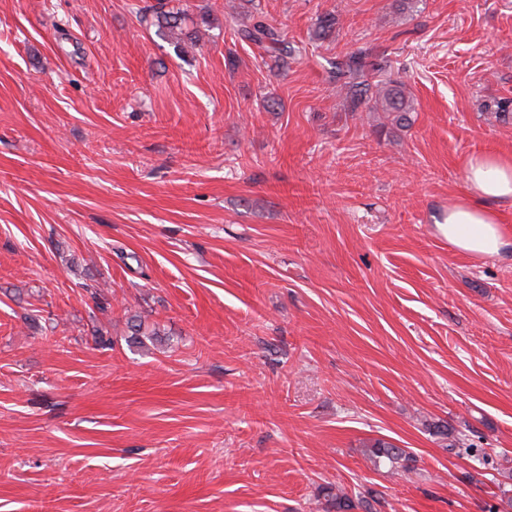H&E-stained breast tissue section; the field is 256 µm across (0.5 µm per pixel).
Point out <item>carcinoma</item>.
I'll list each match as a JSON object with an SVG mask.
<instances>
[{"mask_svg": "<svg viewBox=\"0 0 512 512\" xmlns=\"http://www.w3.org/2000/svg\"><path fill=\"white\" fill-rule=\"evenodd\" d=\"M171 2L172 0H156L146 11L150 12L158 28L175 40L180 50H185L188 45L196 46L195 32L188 30L192 18L184 10L171 5ZM236 33L241 40L253 43L283 59L291 58L299 52V47L288 43L278 28L261 16H254L250 23L240 25ZM377 69L379 65L367 60V54L357 53L336 61L332 74L336 85L345 91L351 111H357L367 99L372 98L375 105L393 116L395 123L401 124L407 120L409 112L414 110L413 99L406 95L404 84L399 81L390 80L384 88H373L362 80L365 72ZM436 432L450 438L448 450L454 454L470 456L476 452V448L466 443L465 439L454 435L447 426H436ZM363 448L364 455L376 464L387 462L393 468L408 467L409 453L391 442L377 439L364 444ZM335 507L336 512H354L357 508L370 512L365 501H355L341 491L336 492Z\"/></svg>", "mask_w": 512, "mask_h": 512, "instance_id": "carcinoma-1", "label": "carcinoma"}]
</instances>
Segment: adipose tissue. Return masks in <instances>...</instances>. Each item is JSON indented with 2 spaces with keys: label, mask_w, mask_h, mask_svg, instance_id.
Returning <instances> with one entry per match:
<instances>
[{
  "label": "adipose tissue",
  "mask_w": 512,
  "mask_h": 512,
  "mask_svg": "<svg viewBox=\"0 0 512 512\" xmlns=\"http://www.w3.org/2000/svg\"><path fill=\"white\" fill-rule=\"evenodd\" d=\"M464 171L467 193L449 206L436 230L471 258L497 256L512 246L494 208L512 201V156L475 155L466 160Z\"/></svg>",
  "instance_id": "obj_1"
}]
</instances>
